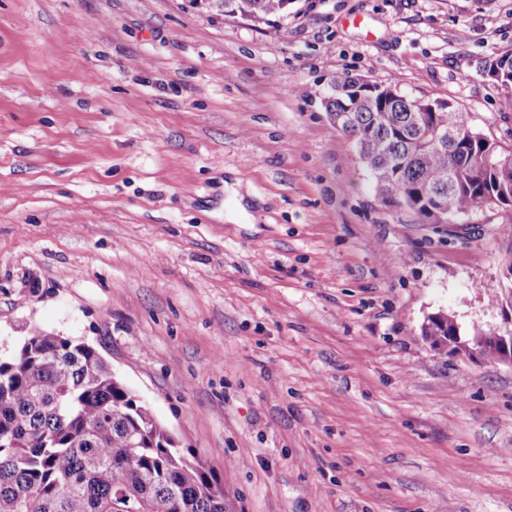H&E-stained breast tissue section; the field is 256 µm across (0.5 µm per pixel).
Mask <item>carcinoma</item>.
Instances as JSON below:
<instances>
[{
	"mask_svg": "<svg viewBox=\"0 0 512 512\" xmlns=\"http://www.w3.org/2000/svg\"><path fill=\"white\" fill-rule=\"evenodd\" d=\"M292 0H211L226 16L288 12ZM512 100V53L484 62ZM383 199L432 224L487 209L512 218V145L490 138L449 101L412 98L355 78L324 98ZM459 330L447 314L423 335ZM0 512H230L224 486L173 436L90 345L34 332L0 359Z\"/></svg>",
	"mask_w": 512,
	"mask_h": 512,
	"instance_id": "obj_1",
	"label": "carcinoma"
}]
</instances>
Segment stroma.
Returning <instances> with one entry per match:
<instances>
[{"label":"stroma","mask_w":512,"mask_h":512,"mask_svg":"<svg viewBox=\"0 0 512 512\" xmlns=\"http://www.w3.org/2000/svg\"><path fill=\"white\" fill-rule=\"evenodd\" d=\"M512 0H0V358L94 347L233 512H512V224L384 202L332 80L444 100L512 140L482 61ZM291 0H213L210 6L224 16L243 15L256 19H266L288 12ZM501 309L505 319L508 323H510V328L505 326L504 329L492 331L491 334L487 336L489 331L481 326H474L469 334L464 335L467 337L461 340L462 342H468V345L472 347L476 344H480L484 340V337L487 336L485 342L482 345L466 349V355L469 357H482L484 359H487V357L494 358L488 360H493V362L506 363L512 366V309L510 304L509 306L502 304ZM490 348L496 351V358L495 352ZM487 349L490 350L486 352L487 357H485L484 354ZM460 328L455 319L447 314H436L430 316L428 322L423 327V335L433 340V345L439 346L443 344L448 336H452L454 332Z\"/></svg>","instance_id":"35a3bbf8"}]
</instances>
